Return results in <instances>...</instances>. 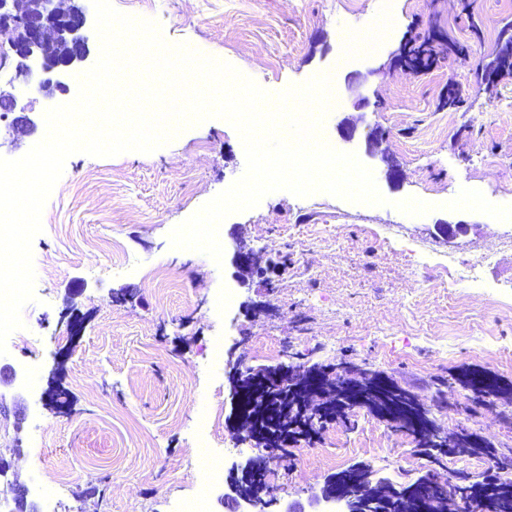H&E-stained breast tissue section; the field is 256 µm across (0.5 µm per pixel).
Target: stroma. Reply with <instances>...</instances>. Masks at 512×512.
<instances>
[{"instance_id":"35a3bbf8","label":"stroma","mask_w":512,"mask_h":512,"mask_svg":"<svg viewBox=\"0 0 512 512\" xmlns=\"http://www.w3.org/2000/svg\"><path fill=\"white\" fill-rule=\"evenodd\" d=\"M116 10L156 21L165 41L227 62L270 94L330 75L332 100L321 133L336 150L371 169L383 204L321 192L280 190L219 227L221 262L172 248L170 232L245 172L241 139L226 120L188 127L150 153H76L45 205L32 242L35 302L7 340L0 361L17 377L0 386V456L10 464L0 488L29 487L38 512H176L210 481L198 423L209 419L223 457L209 512H224L227 479L271 458L239 437L233 371L288 364L350 362V380L370 373L405 389L448 436L480 435L477 455L423 450L411 425L365 406L329 424L315 446L298 443L279 462L269 491L278 505L315 502L325 481L365 468L396 489L512 483V75L493 86L477 79L512 20V0H112ZM90 55L66 78V93L37 97L35 131L0 121V157L25 155L46 133L47 109L71 102ZM459 43L415 73L401 56L419 37ZM359 73L356 92L345 78ZM462 104L445 106L449 83ZM366 97L367 108L354 106ZM357 118L360 139L337 133ZM386 137L375 157L364 132ZM402 179L390 184L388 166ZM416 198L429 212L410 216L398 202ZM468 223L448 238L438 222ZM270 259L237 278L238 248ZM490 262L479 282L458 269ZM232 295L230 305L218 298ZM476 367L506 393L470 413L472 392L456 387L459 368ZM508 468L489 471L488 454ZM63 481L56 508L34 493L35 480Z\"/></svg>"}]
</instances>
